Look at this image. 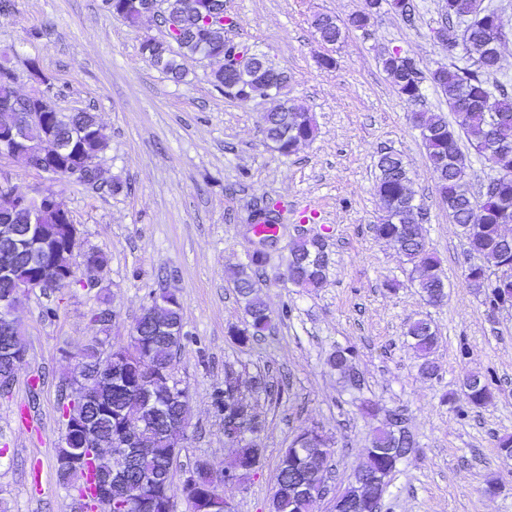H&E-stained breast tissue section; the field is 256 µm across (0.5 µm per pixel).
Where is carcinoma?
I'll list each match as a JSON object with an SVG mask.
<instances>
[{"label": "carcinoma", "instance_id": "cac0c4a2", "mask_svg": "<svg viewBox=\"0 0 512 512\" xmlns=\"http://www.w3.org/2000/svg\"><path fill=\"white\" fill-rule=\"evenodd\" d=\"M107 13L131 26L138 25L146 8L145 0H101ZM168 15L160 17L166 38H147L141 43L144 59L159 67L172 81L185 80L183 61L206 51L247 54L250 48L228 39L224 30V0H211L208 13L199 12L193 0H167ZM386 8L401 16L410 12L409 0H365V7L338 25L336 19L319 14L313 27L322 42H339L349 29L364 30L374 15ZM442 11L448 19V38L440 42L442 50L453 59L463 55L472 61L470 68L454 65L424 72L415 58L395 49L381 58L384 71L397 94L407 104L418 105L423 98V84L431 82L448 99V106L457 116L456 125L440 113L414 110L410 113L412 127L419 131L441 200L448 207L453 224L458 228L468 255H484L512 263V236L504 232L512 224V91L495 79L500 70L501 43L496 33L498 13L476 0H442ZM254 71L244 74L226 70L212 72V82L231 92L240 103L254 97L273 101L272 111L263 115V135L272 149L281 155L295 153L299 146L316 137L317 124L303 104L288 98V75L275 67L263 54H254ZM45 89L21 96L14 89V75L0 64V103L9 102L13 110L26 117L25 137L28 150L43 148L47 136L54 137L56 151L44 157L42 170L50 175L52 184L39 191H29L19 184L0 183V224H38L47 247L67 250L68 217L57 204H49V196H60L56 185L76 183L96 188L98 159L108 147V139L95 113L79 110L60 113L50 100L52 84L49 77L40 80ZM465 138L469 148L480 157H490L494 167L503 173L493 188L473 192L465 179L467 157L459 139ZM376 192L384 204L383 215L372 225L374 235L391 243L404 263L418 273L417 288L423 300L439 306L448 299V282L439 258L418 221L420 206L415 203L411 177L401 155L385 152L376 162ZM10 254L20 275L32 280L39 275L38 263L24 251L0 242V256ZM268 265V254L253 251L247 262L233 272L235 293L244 304L246 320L241 327L228 329L241 347L248 346L268 328L271 318L259 295L257 276ZM328 255L322 239L300 238L288 247L286 275L288 282L307 291L322 287L326 280ZM467 288L483 298L491 310L500 306L499 286L490 276L476 268L463 275ZM182 305L173 298L161 308L153 305L142 309L131 329L128 348L138 353L135 365L127 371L124 384L112 389L98 385H77V397L60 403L61 417L71 421L93 418L102 408H112V424L99 433L97 447L83 448L79 440L65 439L57 451V473L60 484L68 490L90 491L84 502L86 512H99L96 495V448L111 445L119 432L136 435L139 447L146 453L130 461L129 475L135 493L150 512H166V502L174 496L171 457L172 443L168 428L176 421L185 425L189 413V395L181 388L184 403L178 404L170 385L152 383L153 375L164 369L174 370V361L181 348ZM404 337L419 359V374L427 379L439 375L440 366L431 358L439 343V330L425 317L408 319ZM104 342L85 345L78 351L83 363L91 368L106 363ZM358 351L354 346L338 347L327 359L329 368L351 390L362 391L365 379L358 368ZM481 380L478 387L464 391L468 403L483 407L496 398L497 377L487 369L474 374ZM152 385V407L170 411L168 419H160L150 410L132 404V394ZM387 421L373 430L366 461L347 479L343 495L361 499L362 508L351 512H376L378 488L375 478L391 480L402 456L417 451L418 441L409 429L402 410L386 411ZM337 441L325 431L304 429L284 449L277 473L276 490L269 503V512H315L316 506L301 495L299 486L313 485L322 475L325 464L335 453ZM259 436L242 440L235 454L217 472L212 467L196 464V478L183 482L182 493L190 512H227V500L218 487L230 476L242 483L255 473L264 455Z\"/></svg>", "mask_w": 512, "mask_h": 512}]
</instances>
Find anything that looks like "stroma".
<instances>
[{"mask_svg": "<svg viewBox=\"0 0 512 512\" xmlns=\"http://www.w3.org/2000/svg\"><path fill=\"white\" fill-rule=\"evenodd\" d=\"M234 20L228 36L265 54L289 77L288 93L316 118V138L289 156L267 148L260 133L267 101L239 104L213 86L215 64L190 59L184 83L170 81L140 53L144 39H164L152 18L137 26L106 13L101 0H14L0 12V51L20 94L36 90L29 74L37 59L56 94L57 109L95 112L109 146L99 161L105 177L127 182L117 195L68 184L62 199L79 228L83 248L109 258L100 290L65 288L48 301L40 290L24 298L17 317L27 355L9 393L0 395V498L10 512H66L70 493L57 477L56 452L64 434L60 383L74 362L69 352L101 334L127 344L131 327L154 294L178 296L186 337L174 375L189 393L185 441L174 465L182 483L196 461L223 468L232 456L214 395L224 374H263L282 387L280 397L249 395L263 424L264 459L243 486L224 495L235 512H267L280 455L305 428L346 437L332 465L347 477L363 461L373 428L360 403L326 365L339 346L359 351L366 398L382 409L404 408L419 442L401 462L384 495L383 512H512V460L499 456L496 439L512 434V312L488 311L466 288L470 260L437 194L426 151L380 64L398 49L432 70L450 62L434 37L441 0H413V21L381 12L363 31L346 32L333 46L321 42L312 20L337 22L364 0H225ZM336 60L323 69V55ZM402 154L423 227L448 279V300L425 304L416 274L396 249L374 237L383 212L374 189L382 150ZM281 202L284 227L270 247L274 270L260 295L274 313L273 329L252 346H238L227 329L245 314L230 274L244 263L252 235L246 223L259 197ZM322 233L329 254L327 280L313 293L280 274L290 243L302 231ZM398 281L388 292L387 281ZM114 318L109 331L91 320L98 296ZM290 319H279L282 304ZM426 315L438 326L434 357L438 378L418 372L403 336L404 323ZM468 344L469 356L459 354ZM494 369L495 400L468 408L461 384ZM454 393L455 405L441 401ZM467 407V416L455 413ZM496 491H489V483Z\"/></svg>", "mask_w": 512, "mask_h": 512, "instance_id": "1", "label": "stroma"}]
</instances>
